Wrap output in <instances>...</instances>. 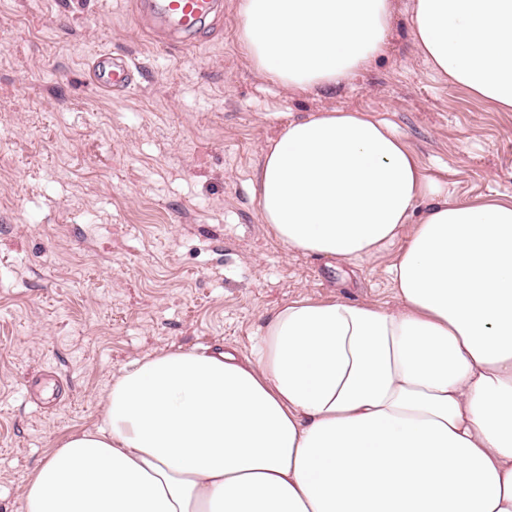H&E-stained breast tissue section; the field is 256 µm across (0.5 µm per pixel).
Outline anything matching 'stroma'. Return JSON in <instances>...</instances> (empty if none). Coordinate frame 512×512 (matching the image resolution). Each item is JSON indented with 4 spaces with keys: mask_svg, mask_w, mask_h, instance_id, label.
Masks as SVG:
<instances>
[{
    "mask_svg": "<svg viewBox=\"0 0 512 512\" xmlns=\"http://www.w3.org/2000/svg\"><path fill=\"white\" fill-rule=\"evenodd\" d=\"M193 50L141 27L135 0H0V512L101 419L121 370L221 346L250 356L278 307L309 297L395 306L371 258L285 251L256 168L284 124L324 111L388 123L457 202L512 196V112L439 76L397 0L385 51L336 87L284 90L251 64L239 0ZM100 50L131 86L92 83Z\"/></svg>",
    "mask_w": 512,
    "mask_h": 512,
    "instance_id": "stroma-1",
    "label": "stroma"
}]
</instances>
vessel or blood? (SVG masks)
Returning a JSON list of instances; mask_svg holds the SVG:
<instances>
[{
  "mask_svg": "<svg viewBox=\"0 0 512 512\" xmlns=\"http://www.w3.org/2000/svg\"><path fill=\"white\" fill-rule=\"evenodd\" d=\"M139 11L144 23L159 22L168 42L189 47L206 20L218 14L219 0H139ZM93 69L100 86L122 89L130 84L133 65L103 51L95 56Z\"/></svg>",
  "mask_w": 512,
  "mask_h": 512,
  "instance_id": "1",
  "label": "vessel or blood"
}]
</instances>
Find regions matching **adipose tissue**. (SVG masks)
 <instances>
[{
	"label": "adipose tissue",
	"instance_id": "obj_1",
	"mask_svg": "<svg viewBox=\"0 0 512 512\" xmlns=\"http://www.w3.org/2000/svg\"><path fill=\"white\" fill-rule=\"evenodd\" d=\"M392 0H240L282 87L348 80ZM433 70L512 111V0H414ZM282 247L338 259L406 236L395 306L302 298L251 358L170 350L124 370L102 421L28 479L23 512H512V199L462 204L361 111L283 126L257 174Z\"/></svg>",
	"mask_w": 512,
	"mask_h": 512
}]
</instances>
